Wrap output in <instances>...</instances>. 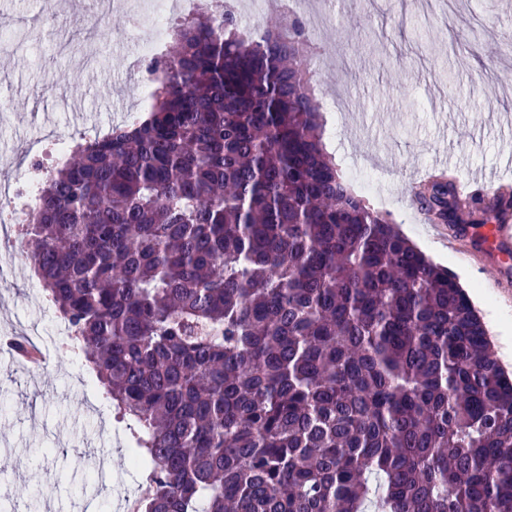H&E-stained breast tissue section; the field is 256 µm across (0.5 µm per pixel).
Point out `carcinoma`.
Returning a JSON list of instances; mask_svg holds the SVG:
<instances>
[{"mask_svg": "<svg viewBox=\"0 0 512 512\" xmlns=\"http://www.w3.org/2000/svg\"><path fill=\"white\" fill-rule=\"evenodd\" d=\"M171 34L145 118L41 182L21 252L135 431L137 512H512V379L455 275L324 150L305 24ZM430 224H490L451 178Z\"/></svg>", "mask_w": 512, "mask_h": 512, "instance_id": "obj_1", "label": "carcinoma"}]
</instances>
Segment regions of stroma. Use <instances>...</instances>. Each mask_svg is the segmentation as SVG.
Wrapping results in <instances>:
<instances>
[{
	"mask_svg": "<svg viewBox=\"0 0 512 512\" xmlns=\"http://www.w3.org/2000/svg\"><path fill=\"white\" fill-rule=\"evenodd\" d=\"M311 8L329 20L309 64L340 104L323 112L332 156L344 172L361 173L370 203L512 329V306L502 301L512 270L475 264L451 245L447 225L423 223L411 204L416 183L443 162L460 175L486 170L512 183V0H313ZM37 14V0H0L13 47L0 56V94L11 106L0 113V158L18 140L71 126L73 99L90 132L110 129L140 103L127 69L137 34L124 15L98 26V63L89 71L59 50L86 39L75 12L46 21ZM39 286L21 268L12 287H0V340L27 325L54 334L53 309L32 300ZM100 395L67 350H52L34 381L23 368H0V493L14 512H32L35 473L54 483L39 512H114L111 495L85 483L103 455L114 475L138 487L127 465L129 427Z\"/></svg>",
	"mask_w": 512,
	"mask_h": 512,
	"instance_id": "35a3bbf8",
	"label": "stroma"
}]
</instances>
